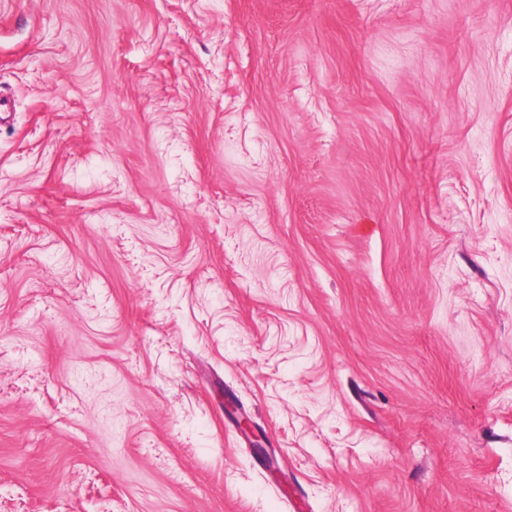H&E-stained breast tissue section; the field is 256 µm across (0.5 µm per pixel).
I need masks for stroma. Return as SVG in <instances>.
Returning <instances> with one entry per match:
<instances>
[{"instance_id": "35a3bbf8", "label": "stroma", "mask_w": 512, "mask_h": 512, "mask_svg": "<svg viewBox=\"0 0 512 512\" xmlns=\"http://www.w3.org/2000/svg\"><path fill=\"white\" fill-rule=\"evenodd\" d=\"M0 99V512H512V0H0Z\"/></svg>"}]
</instances>
